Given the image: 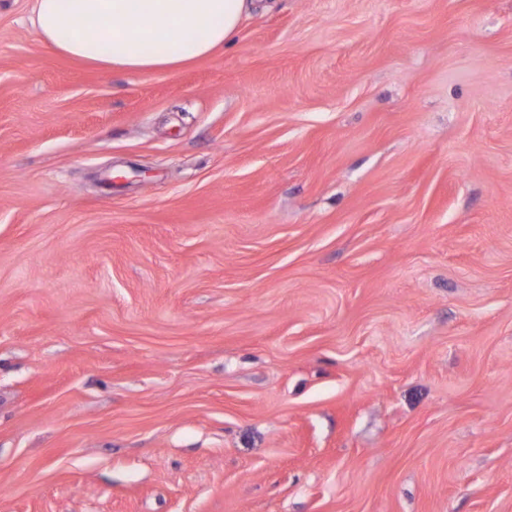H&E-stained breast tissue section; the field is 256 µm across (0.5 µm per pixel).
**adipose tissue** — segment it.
I'll return each instance as SVG.
<instances>
[{
  "instance_id": "1",
  "label": "adipose tissue",
  "mask_w": 512,
  "mask_h": 512,
  "mask_svg": "<svg viewBox=\"0 0 512 512\" xmlns=\"http://www.w3.org/2000/svg\"><path fill=\"white\" fill-rule=\"evenodd\" d=\"M253 0H33L34 25L60 53L149 73L210 56L233 39ZM94 24L95 35L85 31Z\"/></svg>"
}]
</instances>
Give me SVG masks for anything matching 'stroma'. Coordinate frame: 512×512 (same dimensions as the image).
<instances>
[{"mask_svg": "<svg viewBox=\"0 0 512 512\" xmlns=\"http://www.w3.org/2000/svg\"><path fill=\"white\" fill-rule=\"evenodd\" d=\"M0 512H512V0H0ZM253 1L33 0V14L40 39L60 53L149 73L224 49Z\"/></svg>", "mask_w": 512, "mask_h": 512, "instance_id": "1", "label": "stroma"}]
</instances>
